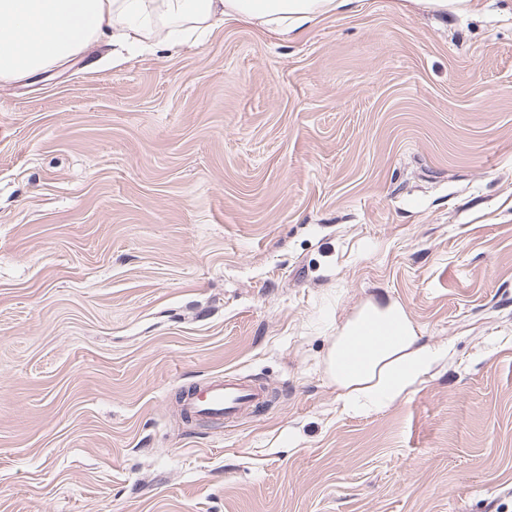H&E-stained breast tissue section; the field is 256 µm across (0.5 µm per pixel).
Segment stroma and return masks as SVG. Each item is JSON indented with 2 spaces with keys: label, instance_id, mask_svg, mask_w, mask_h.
<instances>
[{
  "label": "stroma",
  "instance_id": "1",
  "mask_svg": "<svg viewBox=\"0 0 512 512\" xmlns=\"http://www.w3.org/2000/svg\"><path fill=\"white\" fill-rule=\"evenodd\" d=\"M381 294L452 353L347 416ZM220 374L273 396L185 421ZM0 512H512V0L0 84Z\"/></svg>",
  "mask_w": 512,
  "mask_h": 512
}]
</instances>
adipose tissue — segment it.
<instances>
[{"instance_id": "adipose-tissue-1", "label": "adipose tissue", "mask_w": 512, "mask_h": 512, "mask_svg": "<svg viewBox=\"0 0 512 512\" xmlns=\"http://www.w3.org/2000/svg\"><path fill=\"white\" fill-rule=\"evenodd\" d=\"M351 0H0V82L49 72L111 37L115 58L136 44L177 49L228 21L282 35ZM449 350L423 340L395 302L367 303L333 340L327 368L342 411L359 414L407 397Z\"/></svg>"}]
</instances>
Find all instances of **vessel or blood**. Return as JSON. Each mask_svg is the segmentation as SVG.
Here are the masks:
<instances>
[{
    "label": "vessel or blood",
    "instance_id": "b4317fda",
    "mask_svg": "<svg viewBox=\"0 0 512 512\" xmlns=\"http://www.w3.org/2000/svg\"><path fill=\"white\" fill-rule=\"evenodd\" d=\"M268 399L269 392L261 384L219 375L194 385L181 411L193 419L230 424Z\"/></svg>",
    "mask_w": 512,
    "mask_h": 512
}]
</instances>
